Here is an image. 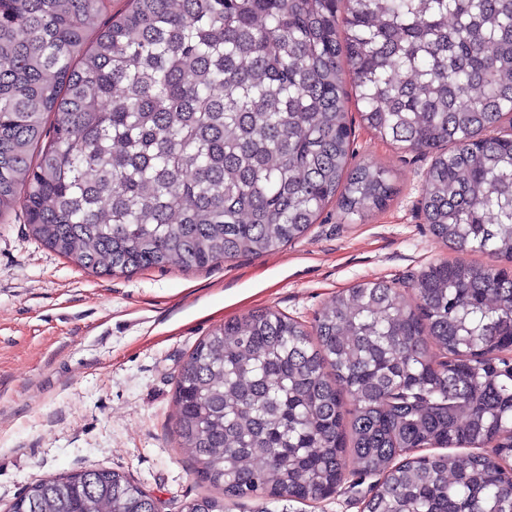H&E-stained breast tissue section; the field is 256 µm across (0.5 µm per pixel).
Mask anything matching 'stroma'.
<instances>
[{
  "label": "stroma",
  "mask_w": 512,
  "mask_h": 512,
  "mask_svg": "<svg viewBox=\"0 0 512 512\" xmlns=\"http://www.w3.org/2000/svg\"><path fill=\"white\" fill-rule=\"evenodd\" d=\"M358 160L389 171L396 193L381 211L344 217L328 207L284 249L205 269L154 267L96 274L0 217V512L34 480L86 467L140 484L159 512L215 494L175 433V381L189 352L224 321L264 308L310 323L362 280L404 284L456 254L419 209L431 154L355 131ZM374 478H349L291 512H360Z\"/></svg>",
  "instance_id": "stroma-1"
}]
</instances>
